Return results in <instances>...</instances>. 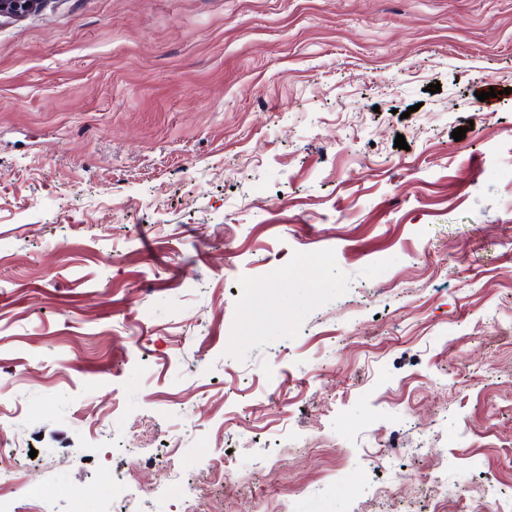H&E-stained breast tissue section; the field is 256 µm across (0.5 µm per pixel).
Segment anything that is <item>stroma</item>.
Masks as SVG:
<instances>
[{
    "instance_id": "obj_1",
    "label": "stroma",
    "mask_w": 512,
    "mask_h": 512,
    "mask_svg": "<svg viewBox=\"0 0 512 512\" xmlns=\"http://www.w3.org/2000/svg\"><path fill=\"white\" fill-rule=\"evenodd\" d=\"M438 460L512 512V0L0 22L8 512H432Z\"/></svg>"
}]
</instances>
